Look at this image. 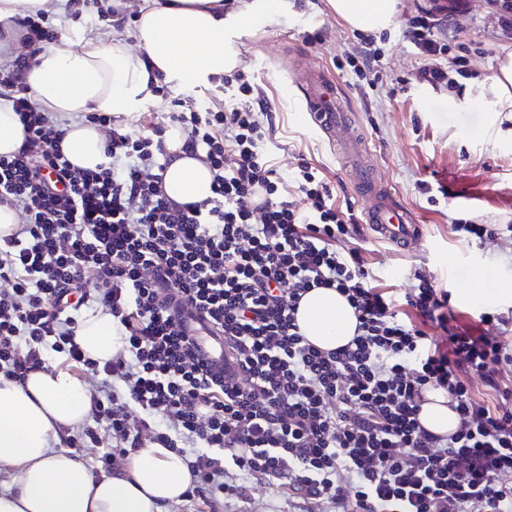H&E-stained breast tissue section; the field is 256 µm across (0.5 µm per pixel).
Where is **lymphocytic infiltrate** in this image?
Listing matches in <instances>:
<instances>
[{
	"label": "lymphocytic infiltrate",
	"mask_w": 512,
	"mask_h": 512,
	"mask_svg": "<svg viewBox=\"0 0 512 512\" xmlns=\"http://www.w3.org/2000/svg\"><path fill=\"white\" fill-rule=\"evenodd\" d=\"M466 12V0H437L408 19L430 61L428 85L448 80L435 28ZM20 34L26 53L0 66V98L25 130L18 150L0 156V206L26 216L0 238V374L24 381L53 352L90 374L89 423L72 446L100 450L107 467L151 444L173 449L193 476L190 502L244 498L248 476L286 481L314 512H512V346L503 340L512 310L482 313L474 333L449 324L448 294L427 276L403 311L369 285L349 244L357 220L335 208L313 167L293 178L309 213L280 199L285 180L263 148L270 106L241 71L237 106L178 109L147 134L107 112L85 115L109 131L105 160L72 166L58 147L64 122L26 95L56 26L40 11L23 17ZM173 127L184 154L205 155L213 180L204 200L180 204L163 190ZM314 288L335 289L353 308L346 345L325 351L301 333L298 305ZM91 306L125 332L105 362L75 341ZM189 318L223 336L228 378L211 376L185 332ZM423 320L446 339L429 336ZM476 379L497 405L474 395ZM430 388L448 396L452 433L419 420Z\"/></svg>",
	"instance_id": "1"
}]
</instances>
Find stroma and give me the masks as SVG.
I'll use <instances>...</instances> for the list:
<instances>
[{
    "instance_id": "1",
    "label": "stroma",
    "mask_w": 512,
    "mask_h": 512,
    "mask_svg": "<svg viewBox=\"0 0 512 512\" xmlns=\"http://www.w3.org/2000/svg\"><path fill=\"white\" fill-rule=\"evenodd\" d=\"M68 14L64 0H50L60 31L83 29L87 38L131 41L142 0H125L121 22L99 20L112 0H77ZM422 0H400L397 22L366 34L336 15L329 0H286V6L249 29L237 43L241 69L260 86L272 109V128L265 149L280 174L302 163L317 168L339 209L360 214L344 165L320 129L301 125V94L292 84L294 70L318 66L335 78L360 135L375 155L383 176L400 192L404 204L418 217L422 237L410 250L375 238L360 225L353 244L362 250L370 282L392 290L404 302L423 272L435 288L446 291L448 311L456 326L478 331L479 316L489 310L512 308V250L478 244L453 233L455 220L477 224H512V114L495 113L493 97H479L477 83L496 72L512 51V38L502 36L488 0H469L467 16L443 30L451 46L469 52L472 77L463 95L447 87L432 88L420 79L426 61L406 36V22ZM318 30L323 39L305 40ZM380 50L379 79L361 85L346 59L366 51V39ZM235 86L223 77L208 84L179 87L166 84L144 108L122 117L134 133L165 123L175 101L194 110L227 109L235 105ZM250 499H231L217 507L199 501L178 502L171 512H307L309 504L277 480H250Z\"/></svg>"
}]
</instances>
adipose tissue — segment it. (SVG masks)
<instances>
[{
    "label": "adipose tissue",
    "instance_id": "ef3b65f1",
    "mask_svg": "<svg viewBox=\"0 0 512 512\" xmlns=\"http://www.w3.org/2000/svg\"><path fill=\"white\" fill-rule=\"evenodd\" d=\"M336 14L360 30H382L395 23L399 0H330ZM283 0H142L133 38L86 42L71 31L66 48L38 54L27 75L29 97L69 119L61 152L71 164L93 169L104 160L105 140L91 126L72 122L77 112L130 115L152 97V82L162 78L185 86L236 69L238 33L277 11ZM176 153L163 179L165 194L177 203L210 196L212 174L194 157L180 156V131L166 136ZM297 320L306 338L324 350L348 343L356 319L346 299L330 288L309 291ZM76 341L92 358L112 359L123 345L122 330L111 314L98 310L81 322ZM419 418L431 433L455 430L457 417L442 390L425 394ZM86 383L68 371L50 368L18 382L0 375V470H16L10 490L0 494V512H169L192 484L183 458L156 445L141 449L127 467L95 476L68 439L88 416Z\"/></svg>",
    "mask_w": 512,
    "mask_h": 512
}]
</instances>
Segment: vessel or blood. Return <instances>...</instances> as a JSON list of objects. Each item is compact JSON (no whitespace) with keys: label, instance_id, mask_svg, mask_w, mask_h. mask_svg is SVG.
I'll list each match as a JSON object with an SVG mask.
<instances>
[{"label":"vessel or blood","instance_id":"1","mask_svg":"<svg viewBox=\"0 0 512 512\" xmlns=\"http://www.w3.org/2000/svg\"><path fill=\"white\" fill-rule=\"evenodd\" d=\"M305 110L325 133L330 143L341 146L353 169L350 182L366 203L364 219L374 235L395 247L406 248L422 232L415 216L401 203L398 195L368 158L349 109L336 95V82L322 69L309 67L296 80ZM200 357L213 373L224 370V340L206 329L196 330Z\"/></svg>","mask_w":512,"mask_h":512}]
</instances>
